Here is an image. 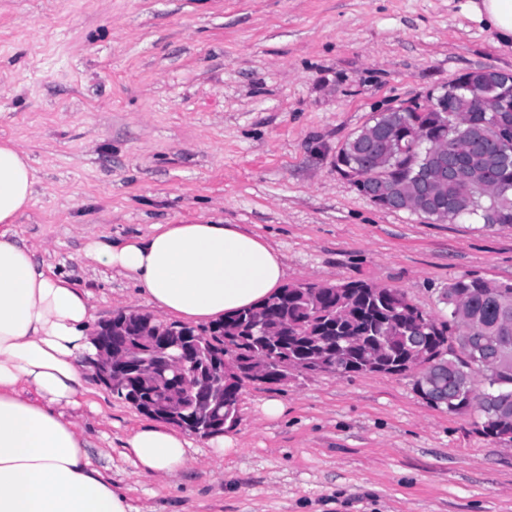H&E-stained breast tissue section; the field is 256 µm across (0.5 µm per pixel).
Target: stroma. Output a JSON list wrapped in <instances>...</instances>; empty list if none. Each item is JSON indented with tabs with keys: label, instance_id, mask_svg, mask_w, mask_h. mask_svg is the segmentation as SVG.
Instances as JSON below:
<instances>
[{
	"label": "stroma",
	"instance_id": "1",
	"mask_svg": "<svg viewBox=\"0 0 512 512\" xmlns=\"http://www.w3.org/2000/svg\"><path fill=\"white\" fill-rule=\"evenodd\" d=\"M463 2L0 0V142L36 176L19 235L100 323L136 310L138 289L85 243L199 219L262 236L288 281L364 280L444 318L450 279L512 281V225L380 208L336 155L377 113L468 71H512V47ZM88 385L103 412L85 413V434L144 512H512V445L431 407L408 373L245 382L237 452L192 449L173 478L120 456L142 415ZM269 398L285 405L274 421Z\"/></svg>",
	"mask_w": 512,
	"mask_h": 512
}]
</instances>
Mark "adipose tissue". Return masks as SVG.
<instances>
[{"mask_svg": "<svg viewBox=\"0 0 512 512\" xmlns=\"http://www.w3.org/2000/svg\"><path fill=\"white\" fill-rule=\"evenodd\" d=\"M464 12L512 45V0H465ZM35 185L28 154L0 144V512H139L113 483L79 426L88 404L85 355L95 354L93 307L14 228ZM84 254L132 280L144 306L208 323L282 287L278 249L233 224H156L122 242L89 240ZM193 438L165 423L137 425L122 455L146 475L172 477Z\"/></svg>", "mask_w": 512, "mask_h": 512, "instance_id": "1", "label": "adipose tissue"}]
</instances>
